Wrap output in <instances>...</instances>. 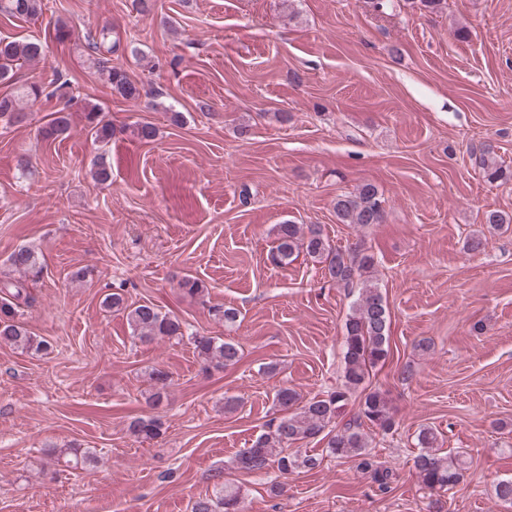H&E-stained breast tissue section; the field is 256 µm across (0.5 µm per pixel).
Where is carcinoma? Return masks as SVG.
I'll return each instance as SVG.
<instances>
[{
    "label": "carcinoma",
    "instance_id": "cac0c4a2",
    "mask_svg": "<svg viewBox=\"0 0 512 512\" xmlns=\"http://www.w3.org/2000/svg\"><path fill=\"white\" fill-rule=\"evenodd\" d=\"M42 10L41 0H0V12L11 17H33ZM87 48L94 53V64L107 77L112 90L124 98L136 99L140 91L127 71L112 64V55L121 49L120 39L112 38V27L104 25L85 33ZM42 45L34 41L0 39V82H10L17 69L42 56ZM87 127L94 143L101 148L93 162L92 176L105 183L111 178V166L107 158V146L112 140V121L95 105L83 107ZM21 123L25 113L19 108V98L12 94L0 97V119ZM69 127L67 116L61 114L41 130L46 140L64 135ZM481 165L490 181L506 175L496 159L494 149L486 146L481 150ZM334 210L338 222L368 226L383 221L384 209L377 188L364 184L350 195L336 199ZM277 246L275 259L288 263L303 252L323 264L324 275L329 281L344 288L358 287V297L345 321L344 381L340 388L325 398L300 401L297 392L288 387L278 389L274 395L276 406L287 414L271 424L269 431L260 435L252 447L241 451L236 458L237 468L247 473H262L270 469L288 475L298 469L313 470L321 459L307 454L292 444L321 438L326 442V452L335 458L351 459L359 470L368 475L375 492L392 491V470L375 459L370 451L369 431L383 434L393 432L396 422L385 395L367 385L370 371L386 361L390 351L391 313L376 283L369 278L374 267V255L362 245L342 250L333 247L315 224L304 226L286 222L276 229ZM18 279L0 284V343L23 352L48 355L53 344L35 336L18 320L21 306L35 301L29 283L36 282L43 273V264L35 247L22 245L7 258ZM107 308L126 312V321L133 333L142 341L174 338L182 335L179 320L151 302L127 306L119 292L107 294L103 301ZM195 350L203 362L228 367L241 358L239 346L217 336H197ZM153 382L151 401L158 405L167 396L172 383L171 373L156 367L150 373ZM361 394L360 408L356 415L339 424L337 419L342 408L354 393ZM163 422L154 416L140 417L131 422L129 430L139 442L152 441L162 435ZM438 437L431 428L418 434L420 452L413 458V469L420 489L429 496L441 495L458 485L463 479L464 468L448 457L437 453ZM57 453L67 457V466L84 468L95 461L93 452L78 448H61ZM241 487L225 482L213 495L197 498L191 512H244Z\"/></svg>",
    "mask_w": 512,
    "mask_h": 512
}]
</instances>
